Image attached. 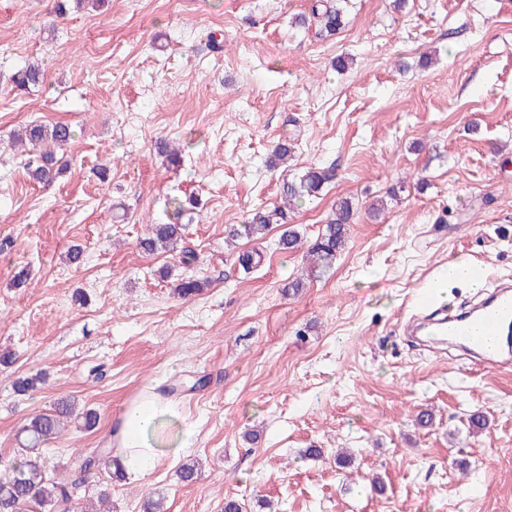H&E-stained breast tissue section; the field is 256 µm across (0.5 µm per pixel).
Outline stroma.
Returning a JSON list of instances; mask_svg holds the SVG:
<instances>
[{"mask_svg": "<svg viewBox=\"0 0 512 512\" xmlns=\"http://www.w3.org/2000/svg\"><path fill=\"white\" fill-rule=\"evenodd\" d=\"M56 5L0 0V350L16 355L0 369V461L28 418L71 399L98 423L71 421L46 447L66 477L73 450L107 447L129 400L204 377L180 395L198 424L191 447L143 479L89 475L79 505L105 491L112 512H143L151 496L164 512H224L228 498L247 512L262 499L276 512H512V368L407 332L426 291L473 298L443 282L450 259L481 262L484 286L512 282V0H347L349 24L328 38L293 24L309 0ZM34 61L43 82L17 88ZM31 122L75 131L49 185L30 179L13 143ZM285 135L295 157L269 168ZM163 140L177 162L159 154ZM315 164L336 180L296 204L293 224L312 239L337 199L355 212L330 270L308 274L276 226L257 242L227 239ZM189 196L201 207L181 218L184 242L206 286L183 299L178 256L137 241ZM254 251L260 264L242 268ZM298 277L301 291L286 294ZM36 375L16 396L15 378ZM425 408L428 427L416 420ZM476 412L490 422L479 434ZM311 446L323 458H301ZM340 448L354 451L349 468ZM186 461L201 467L190 485Z\"/></svg>", "mask_w": 512, "mask_h": 512, "instance_id": "obj_1", "label": "stroma"}]
</instances>
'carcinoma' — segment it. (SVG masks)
Listing matches in <instances>:
<instances>
[{
  "instance_id": "cac0c4a2",
  "label": "carcinoma",
  "mask_w": 512,
  "mask_h": 512,
  "mask_svg": "<svg viewBox=\"0 0 512 512\" xmlns=\"http://www.w3.org/2000/svg\"><path fill=\"white\" fill-rule=\"evenodd\" d=\"M342 0H313L311 15L318 21L320 29L328 36L340 33L347 20ZM43 77V70L37 64H30L15 78L21 87L36 85ZM28 142L32 147L51 142L65 147L74 142V131L65 123L45 125L38 122L28 124L18 134V142ZM295 139L284 136L274 145L270 164L277 166L295 152ZM29 173L38 182H51L63 173V165L50 150L34 153L28 164ZM336 179V170L329 167H308L299 176L283 183L281 197L283 204L270 211L258 210L252 213L249 221L241 226L232 225L228 237L238 238L245 234L257 240L265 235L269 226H284L279 246L288 252L305 250V257L311 264V271L325 270L336 260L345 247L349 225L353 222L354 210L348 199L336 201V210L323 225L316 239L307 242L300 232L290 225L288 204L295 199L313 198L321 193L324 186ZM184 225L175 223L148 224V232L140 238V249L147 253L158 250L178 251L182 241ZM205 282L192 275L177 279L175 291L178 296L188 298L199 293ZM83 420V426L90 429L96 425L97 413L92 409H79L71 400L58 402L50 411L35 415L20 431V445L17 459L0 472V512H75V489L94 471L120 469L118 460L92 451L78 456L76 471L79 477L69 480L59 479L48 473L41 447L61 432V425L75 418Z\"/></svg>"
}]
</instances>
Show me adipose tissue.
Masks as SVG:
<instances>
[{
  "label": "adipose tissue",
  "mask_w": 512,
  "mask_h": 512,
  "mask_svg": "<svg viewBox=\"0 0 512 512\" xmlns=\"http://www.w3.org/2000/svg\"><path fill=\"white\" fill-rule=\"evenodd\" d=\"M114 427V455L126 474L137 479L147 477L163 457L189 447L197 429L182 417L176 400L153 390L127 402Z\"/></svg>",
  "instance_id": "adipose-tissue-1"
}]
</instances>
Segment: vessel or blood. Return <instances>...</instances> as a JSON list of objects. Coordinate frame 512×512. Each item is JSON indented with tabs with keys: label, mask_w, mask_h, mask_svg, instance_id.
<instances>
[{
	"label": "vessel or blood",
	"mask_w": 512,
	"mask_h": 512,
	"mask_svg": "<svg viewBox=\"0 0 512 512\" xmlns=\"http://www.w3.org/2000/svg\"><path fill=\"white\" fill-rule=\"evenodd\" d=\"M419 329L429 339L458 345L494 368L512 363V287L501 285L480 304L459 314L434 315Z\"/></svg>",
	"instance_id": "vessel-or-blood-1"
}]
</instances>
